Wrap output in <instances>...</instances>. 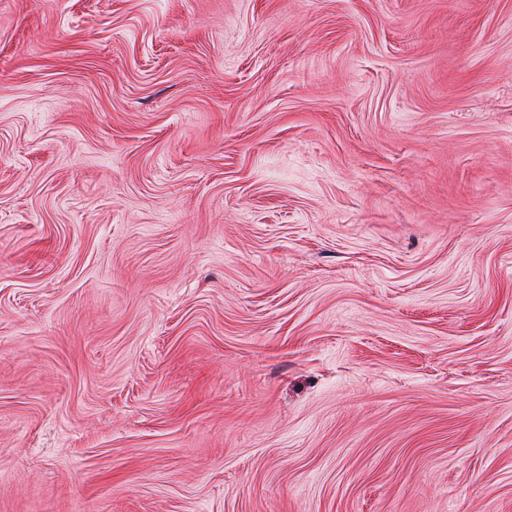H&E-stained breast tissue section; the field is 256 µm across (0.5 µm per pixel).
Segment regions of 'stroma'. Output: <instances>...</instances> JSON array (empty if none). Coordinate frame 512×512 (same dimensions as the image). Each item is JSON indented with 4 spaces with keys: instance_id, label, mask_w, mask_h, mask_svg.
Listing matches in <instances>:
<instances>
[{
    "instance_id": "1",
    "label": "stroma",
    "mask_w": 512,
    "mask_h": 512,
    "mask_svg": "<svg viewBox=\"0 0 512 512\" xmlns=\"http://www.w3.org/2000/svg\"><path fill=\"white\" fill-rule=\"evenodd\" d=\"M0 512H512V0H0Z\"/></svg>"
}]
</instances>
